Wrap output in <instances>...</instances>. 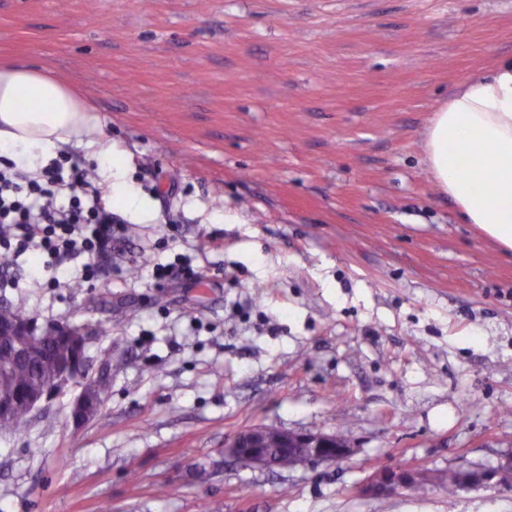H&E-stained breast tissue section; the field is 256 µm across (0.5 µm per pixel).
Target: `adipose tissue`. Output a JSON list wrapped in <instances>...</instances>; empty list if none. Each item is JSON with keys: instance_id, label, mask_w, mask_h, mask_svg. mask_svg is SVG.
Wrapping results in <instances>:
<instances>
[{"instance_id": "obj_1", "label": "adipose tissue", "mask_w": 512, "mask_h": 512, "mask_svg": "<svg viewBox=\"0 0 512 512\" xmlns=\"http://www.w3.org/2000/svg\"><path fill=\"white\" fill-rule=\"evenodd\" d=\"M91 106L47 70L0 66V157L35 162L93 122ZM424 161L461 220L512 251V55L459 83L426 128Z\"/></svg>"}]
</instances>
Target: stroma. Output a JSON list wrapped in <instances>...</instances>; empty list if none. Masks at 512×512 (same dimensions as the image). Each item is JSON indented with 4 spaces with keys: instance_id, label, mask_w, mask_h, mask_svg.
<instances>
[{
    "instance_id": "35a3bbf8",
    "label": "stroma",
    "mask_w": 512,
    "mask_h": 512,
    "mask_svg": "<svg viewBox=\"0 0 512 512\" xmlns=\"http://www.w3.org/2000/svg\"><path fill=\"white\" fill-rule=\"evenodd\" d=\"M508 54L512 0H0V63L96 107L60 150L121 221L81 291L36 284L29 253L8 268L0 305L90 324L110 391L83 426L68 386L0 431V512H512L494 484L359 492L386 465L512 456V256L461 222L422 148L440 101ZM105 138L127 155L110 176ZM259 426L353 453L225 455ZM254 427L243 430L228 439L224 453L239 463L248 467L272 468L274 462L267 453V448H281L279 433L283 448H302L291 454L294 465L332 464L352 454V448L340 442L336 435L322 432H294L288 430ZM269 432L266 445L265 438ZM265 447V448H264Z\"/></svg>"
}]
</instances>
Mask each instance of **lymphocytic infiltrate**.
<instances>
[{"instance_id": "lymphocytic-infiltrate-1", "label": "lymphocytic infiltrate", "mask_w": 512, "mask_h": 512, "mask_svg": "<svg viewBox=\"0 0 512 512\" xmlns=\"http://www.w3.org/2000/svg\"><path fill=\"white\" fill-rule=\"evenodd\" d=\"M105 196L86 170L62 158L35 172L13 161L0 165V251L43 255L51 288L60 287V268L74 260L82 279L93 280L96 260L112 256Z\"/></svg>"}]
</instances>
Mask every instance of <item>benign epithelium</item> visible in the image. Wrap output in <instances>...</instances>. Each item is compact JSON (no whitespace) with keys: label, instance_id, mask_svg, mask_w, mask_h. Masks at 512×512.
<instances>
[{"label":"benign epithelium","instance_id":"7a95c632","mask_svg":"<svg viewBox=\"0 0 512 512\" xmlns=\"http://www.w3.org/2000/svg\"><path fill=\"white\" fill-rule=\"evenodd\" d=\"M91 328L87 324H75L64 318L40 325L33 318L12 322H0V336H26L35 342L44 336H61L66 341L67 360L60 369L54 387L44 390L33 389L0 397V419L12 416L18 401H23L31 411L39 408L64 386L74 383L81 387L73 409L72 419L83 423L98 414L101 404L93 395L94 383L86 372V346L90 340ZM28 347L20 345L10 350L0 349V370L12 367L21 359ZM268 429L254 427L243 430L228 439L224 453L239 463L255 468H272L274 462L264 448ZM283 447L295 449L291 454L294 465L332 464L352 454V448L339 441L333 434L322 432H294L279 430ZM458 479L465 489L482 486L492 480L507 490L512 489V457L492 469L482 471L462 469ZM437 477L420 469H394L385 467L378 477L361 489L367 496L388 498L400 489H407L423 482H434Z\"/></svg>","mask_w":512,"mask_h":512}]
</instances>
